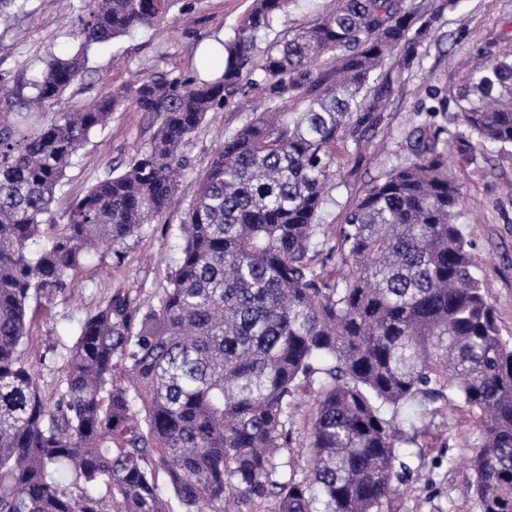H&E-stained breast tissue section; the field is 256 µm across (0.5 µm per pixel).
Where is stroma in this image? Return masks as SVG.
Instances as JSON below:
<instances>
[{
  "instance_id": "1",
  "label": "stroma",
  "mask_w": 512,
  "mask_h": 512,
  "mask_svg": "<svg viewBox=\"0 0 512 512\" xmlns=\"http://www.w3.org/2000/svg\"><path fill=\"white\" fill-rule=\"evenodd\" d=\"M250 4L251 0H185L184 10L173 12L160 27L141 28L92 49L85 72L66 91L63 107L93 101L143 73L192 75L204 46L232 36ZM335 5L336 0H290L272 29L260 35V44L315 22ZM77 25L76 18L64 17L59 0H30L27 14L0 20V77L23 85L49 55L74 54L79 48ZM491 56L512 59V0H459L457 6L445 8L420 47L413 69L396 85L380 128L360 146L337 151L336 179L323 223L343 224L355 200L399 162L398 147L421 122L419 108L427 103L430 89H443L448 97V110L437 115V123L449 132L459 131L457 114L466 76ZM252 97L250 89H243L224 107L206 114L184 148L189 164L182 171L181 191L141 235L129 239L121 252L89 256L64 293L30 300L23 359L48 402L60 396L79 319L93 313L111 289H130L133 297L147 302L167 286L180 256L179 226L195 181L221 138L251 119ZM154 130L147 113L114 112L108 125L93 132L74 157L56 191L50 220L62 223L73 199L99 178L122 171L148 146ZM474 154L476 163L452 166L463 197L458 222L478 259V274L489 286L500 335L512 343V194L507 191L512 184V147L502 151L478 146ZM316 400L315 389L298 388L288 448L298 469L306 466ZM398 418L414 441L401 448L410 472L398 486L397 512H476L464 487L472 476L468 459L477 429L456 397L434 403L415 398L400 409Z\"/></svg>"
}]
</instances>
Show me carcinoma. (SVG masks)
<instances>
[{"mask_svg":"<svg viewBox=\"0 0 512 512\" xmlns=\"http://www.w3.org/2000/svg\"><path fill=\"white\" fill-rule=\"evenodd\" d=\"M29 0H0V18ZM78 52L50 57L24 94L0 84V512H392L412 438L398 408L417 395L456 399L478 442L468 495L477 512H512V347L457 219L443 126L423 122L405 162L356 199L336 236H321L336 150L384 121L383 105L445 3L338 0L266 48L261 32L290 0H252L191 76L146 75L44 120L80 77L92 47L154 28L180 0H79ZM470 138L512 146V60L467 75ZM264 112L224 137L180 231L181 259L157 302L119 288L86 318L63 391L50 406L21 356L27 306L70 287L93 250L116 251L168 208L183 148L205 115L242 84ZM430 117L447 111L434 88ZM132 108L156 124L125 169L45 224L55 192L90 134ZM354 269L324 281L317 246ZM317 387L307 474L283 451L291 402ZM173 493L164 498L156 469ZM70 475L65 487L49 471Z\"/></svg>","mask_w":512,"mask_h":512,"instance_id":"cac0c4a2","label":"carcinoma"}]
</instances>
